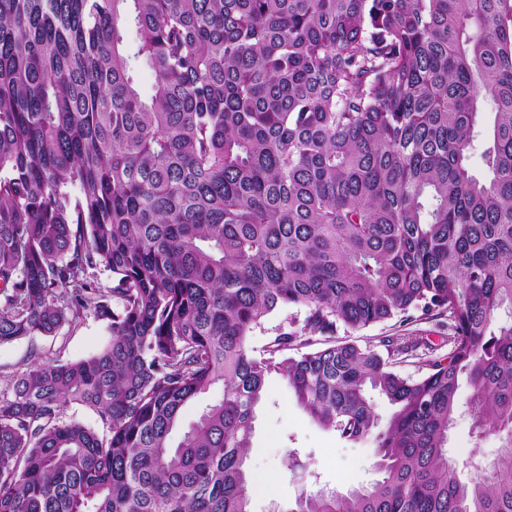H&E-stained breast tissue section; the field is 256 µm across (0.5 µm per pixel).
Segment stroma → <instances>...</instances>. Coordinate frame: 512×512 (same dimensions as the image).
Listing matches in <instances>:
<instances>
[{
  "instance_id": "obj_1",
  "label": "stroma",
  "mask_w": 512,
  "mask_h": 512,
  "mask_svg": "<svg viewBox=\"0 0 512 512\" xmlns=\"http://www.w3.org/2000/svg\"><path fill=\"white\" fill-rule=\"evenodd\" d=\"M306 315V309L298 306L269 315L262 327L254 330L253 347L262 348L279 333L300 329ZM109 339L107 319L91 313L64 326L58 336L0 344V372L18 374L26 370L34 350L46 360L83 359L100 351ZM472 396V388L462 385L460 409L448 439V452L456 459L458 474L464 481L471 477L475 465L493 459L501 446L496 435L476 438L470 408ZM294 448L304 464L303 470L297 472L286 466L287 454ZM377 461L373 442L344 441L335 432L321 428L298 407L280 376L268 378L247 459L250 471L261 480L250 503L251 512H271L274 506H288L318 486L344 491L368 484L377 477Z\"/></svg>"
}]
</instances>
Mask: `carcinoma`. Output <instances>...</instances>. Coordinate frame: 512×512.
Wrapping results in <instances>:
<instances>
[{"instance_id": "1", "label": "carcinoma", "mask_w": 512, "mask_h": 512, "mask_svg": "<svg viewBox=\"0 0 512 512\" xmlns=\"http://www.w3.org/2000/svg\"><path fill=\"white\" fill-rule=\"evenodd\" d=\"M290 305L301 329L252 347ZM90 312L102 351L0 375V512H250L272 373L380 457L284 512H512V0H0V344ZM438 316L418 378L395 367L425 336L336 338ZM463 381L477 435L505 434L467 482ZM397 321V319H394L382 324L364 328L360 331H347L340 328L336 333V337L365 346L368 344L378 345L379 339L382 336L406 333L401 332V329L420 330L424 336H429L436 345L441 343V336H448L446 319L434 318L432 320H422L405 327H399V323Z\"/></svg>"}]
</instances>
